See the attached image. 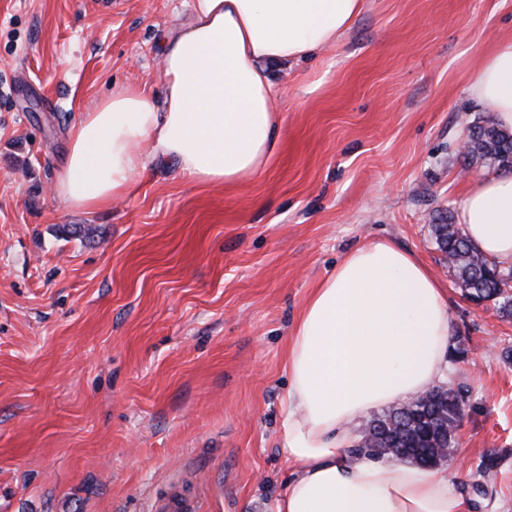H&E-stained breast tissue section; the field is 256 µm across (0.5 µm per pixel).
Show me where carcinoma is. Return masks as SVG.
I'll use <instances>...</instances> for the list:
<instances>
[{"label":"carcinoma","instance_id":"obj_1","mask_svg":"<svg viewBox=\"0 0 512 512\" xmlns=\"http://www.w3.org/2000/svg\"><path fill=\"white\" fill-rule=\"evenodd\" d=\"M474 132L466 138L463 155L467 163L481 160L500 171H512V131L489 119L473 124ZM438 250L448 262V272L475 302L491 299L505 318L512 317V296L503 295L507 286L504 275L509 269L481 253L468 239L452 216L431 225ZM468 404V390L463 387L438 388V393L418 397L371 419L362 431L353 456L412 461L437 466L452 451L455 433Z\"/></svg>","mask_w":512,"mask_h":512}]
</instances>
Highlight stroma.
Listing matches in <instances>:
<instances>
[{"label": "stroma", "instance_id": "35a3bbf8", "mask_svg": "<svg viewBox=\"0 0 512 512\" xmlns=\"http://www.w3.org/2000/svg\"><path fill=\"white\" fill-rule=\"evenodd\" d=\"M191 0H0V512H274L288 342L310 291L372 238L447 282L448 386L469 401L444 467L470 512H512V319L448 282L430 226L458 210L469 85L512 0H366L336 44L271 66L282 144L223 189L153 161L87 211L53 187L113 90L162 98ZM91 227L88 236L73 228ZM496 466L478 469L485 457Z\"/></svg>", "mask_w": 512, "mask_h": 512}]
</instances>
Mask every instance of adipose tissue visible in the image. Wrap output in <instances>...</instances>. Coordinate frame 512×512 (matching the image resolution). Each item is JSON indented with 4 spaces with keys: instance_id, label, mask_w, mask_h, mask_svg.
I'll use <instances>...</instances> for the list:
<instances>
[{
    "instance_id": "obj_1",
    "label": "adipose tissue",
    "mask_w": 512,
    "mask_h": 512,
    "mask_svg": "<svg viewBox=\"0 0 512 512\" xmlns=\"http://www.w3.org/2000/svg\"><path fill=\"white\" fill-rule=\"evenodd\" d=\"M363 0H192L193 20L163 49L165 100L144 86L113 91L75 126L56 191L93 211L127 195L147 166L174 158L196 181L232 187L280 150L269 64L290 65L344 34ZM512 129V37L470 85ZM457 219L470 241L512 267V173L474 180ZM448 290L412 251L376 239L313 288L288 343L281 451L291 467L276 512H468L442 468L352 458L353 422L442 382Z\"/></svg>"
}]
</instances>
